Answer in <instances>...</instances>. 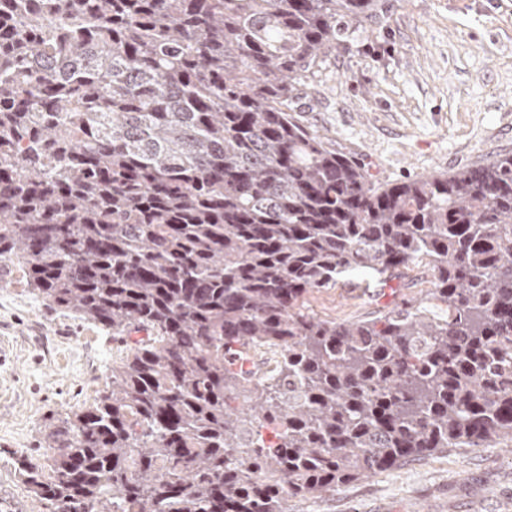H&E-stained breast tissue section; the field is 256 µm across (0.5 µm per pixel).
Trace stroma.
I'll return each instance as SVG.
<instances>
[{"instance_id":"obj_1","label":"stroma","mask_w":512,"mask_h":512,"mask_svg":"<svg viewBox=\"0 0 512 512\" xmlns=\"http://www.w3.org/2000/svg\"><path fill=\"white\" fill-rule=\"evenodd\" d=\"M383 24L351 25L306 81L300 118L392 182L512 152V0H386ZM420 269L375 287L315 294L321 317L372 316L422 299ZM0 498L43 512L13 460L41 458L50 419L91 405L121 350L109 328L47 305L22 266L0 281ZM290 512H512V448H451L337 487Z\"/></svg>"}]
</instances>
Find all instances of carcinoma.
I'll return each mask as SVG.
<instances>
[{
	"mask_svg": "<svg viewBox=\"0 0 512 512\" xmlns=\"http://www.w3.org/2000/svg\"><path fill=\"white\" fill-rule=\"evenodd\" d=\"M381 12L0 0V279L23 261L126 346L93 404L45 425V462L16 461L48 512H288L512 445V154L379 183L297 116L304 79ZM412 265L431 309L306 306Z\"/></svg>",
	"mask_w": 512,
	"mask_h": 512,
	"instance_id": "1",
	"label": "carcinoma"
}]
</instances>
